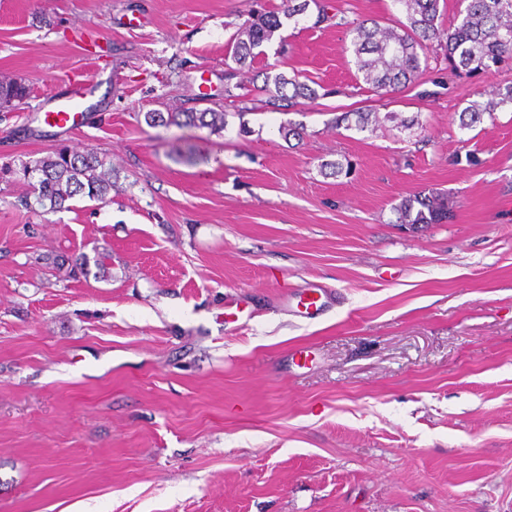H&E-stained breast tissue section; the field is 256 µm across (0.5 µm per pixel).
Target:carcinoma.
Masks as SVG:
<instances>
[{
    "instance_id": "carcinoma-1",
    "label": "carcinoma",
    "mask_w": 512,
    "mask_h": 512,
    "mask_svg": "<svg viewBox=\"0 0 512 512\" xmlns=\"http://www.w3.org/2000/svg\"><path fill=\"white\" fill-rule=\"evenodd\" d=\"M465 8L443 29L438 26L440 0H396L405 11L406 21L399 27H383L373 19L349 20L330 15L321 0H288L284 10L254 13L234 33L228 54L233 66L226 79L254 63L264 44L272 41L283 28L282 18L299 23L310 5L317 9L316 23L336 21L351 35V48L357 78L378 91L394 92L415 82L430 69L428 49L437 45L443 51L448 68L469 77L496 68L505 72L501 84L486 103L474 102L459 113L460 129H470L484 117L512 108V0H459ZM262 85H257V81ZM247 94L265 96V105L283 110L314 101L318 91L298 76L283 72L255 70L252 88ZM28 86L13 78L0 79V108L14 110L25 103ZM144 121L150 127L175 125L179 128H224V111L205 108L183 112H146ZM19 173L32 188L31 195L20 204L42 209L44 213L71 208L69 202L78 197L107 203L112 200V166L93 148L82 151L64 147L44 158L20 162ZM397 223L409 226L445 224L451 217L448 196L416 194L402 199L396 208ZM111 256L95 252L79 259V265H94L102 278L111 276Z\"/></svg>"
}]
</instances>
